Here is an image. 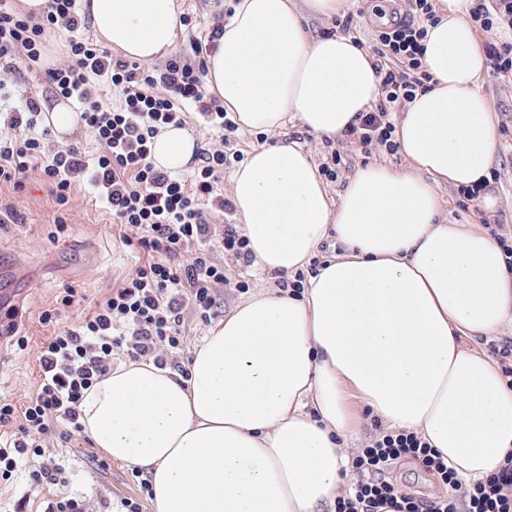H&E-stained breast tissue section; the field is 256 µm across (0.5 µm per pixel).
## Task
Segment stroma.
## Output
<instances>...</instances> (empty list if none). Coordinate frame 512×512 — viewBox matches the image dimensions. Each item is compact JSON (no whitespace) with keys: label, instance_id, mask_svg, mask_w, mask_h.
<instances>
[{"label":"stroma","instance_id":"1","mask_svg":"<svg viewBox=\"0 0 512 512\" xmlns=\"http://www.w3.org/2000/svg\"><path fill=\"white\" fill-rule=\"evenodd\" d=\"M183 25L175 51L192 65H204V55L195 54L192 41L207 42L213 28L223 24L233 0H178ZM404 0H347L346 10L359 16L356 37L370 42L377 23L388 21L392 12L405 10ZM0 81L18 85L19 97L12 107L23 108L26 98L41 106L57 99L40 68L21 66L11 72L0 71ZM499 120L498 147L491 163V179L479 197L467 200L460 190L443 185L440 195L446 205L439 219L446 224H478L498 228L512 238V80L486 74L481 80ZM294 141L312 148L315 164H323L329 149H336L342 162L336 181L327 182L332 199H339L357 167L380 163L404 167L401 154L361 152L355 137L346 135L332 145H316L314 136L300 124L288 125L279 136L260 132H234L233 148L248 155L252 147ZM0 200L13 204L20 213L19 223H0V289L15 288L21 299L19 332L26 336V347L15 338L0 343V399L25 401L39 382V348L51 328L40 324L42 311L57 308L64 288L72 287L87 298L96 299L117 286L138 265V255L119 239L110 214L96 203L88 191L75 187L66 211H59L35 174L28 175L17 193H0ZM64 226H56L57 218ZM45 457L55 460L65 471L67 484L63 496L81 498L88 512H119L122 500L137 503L139 512H153L151 494L144 473L115 461L96 448L86 433L72 434L63 440L52 436L45 442ZM39 459L23 462L14 480L0 485V512H45L48 491L34 485L30 474L38 469ZM396 487L409 489L413 497L424 500L445 495L446 488L419 461H401L392 473Z\"/></svg>","mask_w":512,"mask_h":512}]
</instances>
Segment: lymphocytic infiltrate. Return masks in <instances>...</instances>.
I'll use <instances>...</instances> for the list:
<instances>
[{"label": "lymphocytic infiltrate", "mask_w": 512, "mask_h": 512, "mask_svg": "<svg viewBox=\"0 0 512 512\" xmlns=\"http://www.w3.org/2000/svg\"><path fill=\"white\" fill-rule=\"evenodd\" d=\"M409 10L377 28L370 49L382 101L362 115L351 133L362 151L381 147L395 152V108L426 91L431 76L422 62L426 26L435 22L430 0H408ZM88 20L76 0H48L40 18L20 12L14 0H0V60L36 63L47 52V35L67 34V62L48 68L54 92L75 102L84 126L100 146L89 156L79 146L54 149L51 130L41 120L34 100L24 110L0 119V187L20 191L29 173L38 174L57 205L68 204L73 186L90 187L112 216L125 245L142 253L135 272L93 306L85 296L66 289L60 303L82 307L80 319L47 337L39 351L40 379L23 405L0 402V426L15 431L0 438V478L10 479L26 459L44 454L43 439L60 424L81 429L85 392L108 374L116 355L132 361L161 358L183 347L184 310L210 318L225 286L245 291V282H230L219 254L249 257L248 241L236 225L210 223L206 212L232 214L234 205L218 190L224 168L239 161L221 149L202 154L191 180L156 168L151 143L160 129L184 126L186 107L218 132H234L236 124L223 108L207 102L201 72L172 60L164 68L141 71L139 65L113 59L85 40ZM121 88L123 101L111 106L103 94ZM188 255V264L177 261ZM421 460L448 486L447 495L432 501L397 498L386 475L395 461ZM359 479L351 497L337 500L336 512H512V459L487 481L462 483L439 454L418 436L381 433L357 456Z\"/></svg>", "instance_id": "lymphocytic-infiltrate-1"}]
</instances>
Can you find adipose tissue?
<instances>
[{"instance_id": "1", "label": "adipose tissue", "mask_w": 512, "mask_h": 512, "mask_svg": "<svg viewBox=\"0 0 512 512\" xmlns=\"http://www.w3.org/2000/svg\"><path fill=\"white\" fill-rule=\"evenodd\" d=\"M235 0L206 56V91L243 132L297 122L333 140L380 96L369 53L341 34L310 36L305 14L345 0ZM423 41L433 81L396 121L406 161L358 168L332 200L311 153L253 148L231 198L252 264L305 269L338 250L299 295L258 284L192 350L186 374L153 360L113 367L86 392L81 423L113 461L144 471L154 512H321L349 492L362 409L417 434L475 483L512 453V388L477 339L512 324V276L476 224H440L441 184L489 182L498 118L481 91L490 63L472 0H432ZM97 41L146 64L172 54L176 0H80ZM196 141L169 127L154 166L186 170ZM473 339L466 347L461 337Z\"/></svg>"}]
</instances>
